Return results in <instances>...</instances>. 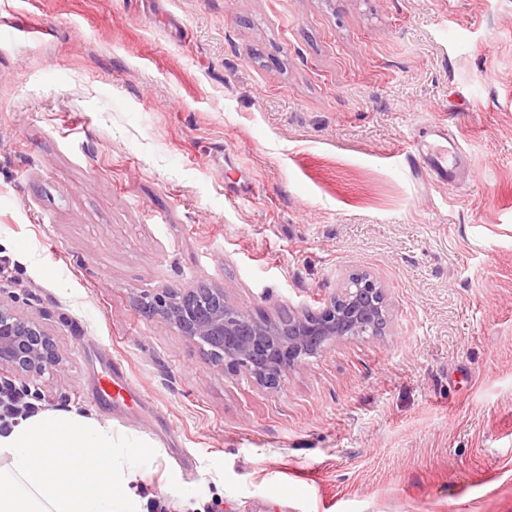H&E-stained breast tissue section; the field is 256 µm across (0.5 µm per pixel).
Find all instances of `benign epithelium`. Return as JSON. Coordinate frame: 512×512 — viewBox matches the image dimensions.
<instances>
[{
    "mask_svg": "<svg viewBox=\"0 0 512 512\" xmlns=\"http://www.w3.org/2000/svg\"><path fill=\"white\" fill-rule=\"evenodd\" d=\"M358 288L348 282L317 311L288 309L272 318L229 302L222 288L167 292L153 298L154 314L176 327L224 373L245 371L266 389H278L308 357L355 336H380L388 322L385 288L362 271ZM0 287V375L22 389L39 388L45 376L63 373L65 356L49 327L15 307Z\"/></svg>",
    "mask_w": 512,
    "mask_h": 512,
    "instance_id": "1",
    "label": "benign epithelium"
}]
</instances>
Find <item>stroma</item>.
Listing matches in <instances>:
<instances>
[{
    "label": "stroma",
    "instance_id": "stroma-1",
    "mask_svg": "<svg viewBox=\"0 0 512 512\" xmlns=\"http://www.w3.org/2000/svg\"><path fill=\"white\" fill-rule=\"evenodd\" d=\"M1 28L0 280L66 356L37 408L155 441L169 512H512V0H0ZM365 270L385 334L276 390L140 308L274 317ZM83 336L144 414L92 401Z\"/></svg>",
    "mask_w": 512,
    "mask_h": 512
}]
</instances>
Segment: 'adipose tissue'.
<instances>
[{
    "instance_id": "1",
    "label": "adipose tissue",
    "mask_w": 512,
    "mask_h": 512,
    "mask_svg": "<svg viewBox=\"0 0 512 512\" xmlns=\"http://www.w3.org/2000/svg\"><path fill=\"white\" fill-rule=\"evenodd\" d=\"M158 449L74 411L0 427V512H139L137 483Z\"/></svg>"
}]
</instances>
